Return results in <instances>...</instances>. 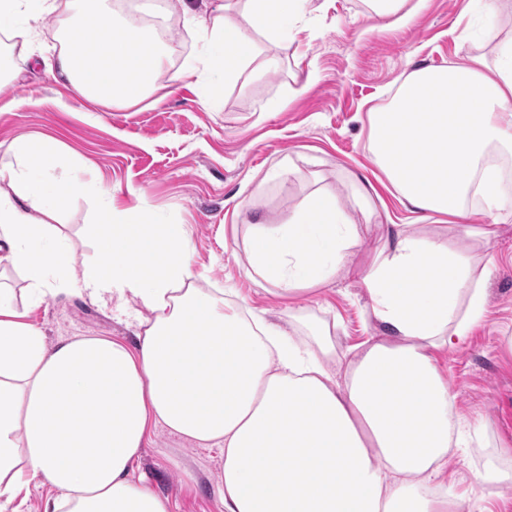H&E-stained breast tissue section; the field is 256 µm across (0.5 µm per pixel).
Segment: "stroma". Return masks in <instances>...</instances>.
Returning a JSON list of instances; mask_svg holds the SVG:
<instances>
[{
  "mask_svg": "<svg viewBox=\"0 0 512 512\" xmlns=\"http://www.w3.org/2000/svg\"><path fill=\"white\" fill-rule=\"evenodd\" d=\"M419 10L406 24L377 17L365 0H311L296 40H281V69L248 85H219V110L205 108L195 88L183 83L159 89L125 107L89 101L58 80L54 69L64 29L84 8L73 0L38 24L29 52L0 48L12 57V79L0 86V164L5 147L20 136H50L74 173L109 191L120 208H145L156 222L185 225L191 265L199 287L232 288L255 313L293 336L311 341L313 330L334 325L339 349L363 343L378 328L367 300L341 279L288 304L269 293L251 270L244 246L249 220L283 222L289 211L317 188L349 193L348 177L375 180L381 172L369 142L368 113L386 105L399 79L422 66H443L482 46L477 0H408ZM207 15L211 0H170L177 28L167 40L164 67L173 71L195 57L199 47L182 26V6ZM314 81H307L308 71ZM299 161L288 183L270 179L279 164ZM374 213L345 204L363 231L354 249L357 264L369 261L390 224H410L421 236L457 244L452 222L421 220L389 185H379ZM92 200L65 204L56 226L74 250L76 267L94 256L87 224L98 221ZM497 267L486 283L485 318L467 339L437 352L464 420L485 428L484 444L453 456L448 473L473 482L489 455L512 464V217L498 219ZM27 322L41 328L48 344L74 337L104 336L136 345L137 329L111 302L78 293L48 297L30 308ZM224 458L217 447H200L153 427L138 460V472L173 512H221L217 479Z\"/></svg>",
  "mask_w": 512,
  "mask_h": 512,
  "instance_id": "obj_1",
  "label": "stroma"
}]
</instances>
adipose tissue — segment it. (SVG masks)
<instances>
[{
	"label": "adipose tissue",
	"instance_id": "ef3b65f1",
	"mask_svg": "<svg viewBox=\"0 0 512 512\" xmlns=\"http://www.w3.org/2000/svg\"><path fill=\"white\" fill-rule=\"evenodd\" d=\"M213 17L184 10L198 56L170 74L193 81L201 101L260 64L257 36L296 37L309 0H212ZM512 0H483L489 52L410 72L389 104L369 114L375 160L402 201L427 216L460 220L472 254L391 224L356 282L380 335L350 348L343 372L329 331L314 344L281 326L248 321L196 288L182 225L155 223L82 181L54 178L52 138L20 137L0 167V272H22L23 304L79 292L111 300L137 325V344L82 337L47 347L12 297L0 291V512H20L23 489L60 493L44 512H171L137 477L139 452L160 424L224 451V512H487L481 486H511L512 468L491 458L475 487L445 475L448 451L480 443L461 423L435 353L463 342L486 313L496 264L484 217L512 210L492 157L512 154V35L496 30ZM58 0H0V33L30 41ZM61 77L84 97L137 103L157 89L164 50L135 17L116 21L97 5L66 34ZM102 204L88 225L96 258L70 278L73 256L49 219L66 202ZM358 225L329 189L304 198L279 224L256 223L246 243L253 272L283 299L324 287L350 268ZM138 309L129 310V301Z\"/></svg>",
	"mask_w": 512,
	"mask_h": 512
}]
</instances>
